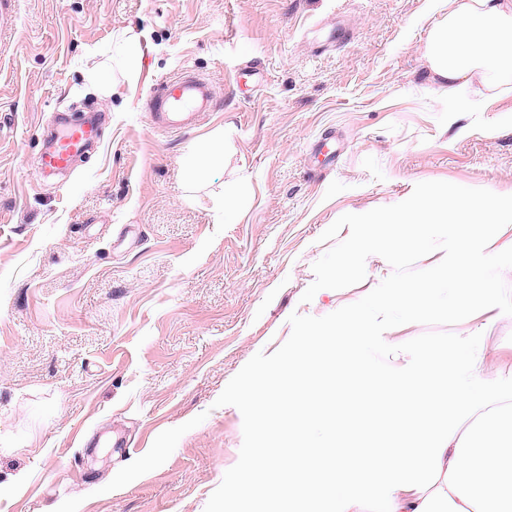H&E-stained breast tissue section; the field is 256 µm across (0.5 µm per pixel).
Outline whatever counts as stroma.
<instances>
[{
  "instance_id": "stroma-1",
  "label": "stroma",
  "mask_w": 512,
  "mask_h": 512,
  "mask_svg": "<svg viewBox=\"0 0 512 512\" xmlns=\"http://www.w3.org/2000/svg\"><path fill=\"white\" fill-rule=\"evenodd\" d=\"M432 21L427 0H0V512H205L243 442L240 411L216 403L231 378L292 313L328 315L392 273L372 255L362 282L303 301L320 235L424 181L512 195V91L434 90ZM126 32L142 64L107 94L86 75L120 76ZM182 73L215 102L170 133L143 103ZM82 112L98 147L43 174L58 115ZM226 125L223 166L185 191L186 147ZM449 330L480 334L482 382L512 409V315Z\"/></svg>"
}]
</instances>
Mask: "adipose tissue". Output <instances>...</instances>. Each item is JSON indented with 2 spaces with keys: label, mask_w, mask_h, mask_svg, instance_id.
Masks as SVG:
<instances>
[{
  "label": "adipose tissue",
  "mask_w": 512,
  "mask_h": 512,
  "mask_svg": "<svg viewBox=\"0 0 512 512\" xmlns=\"http://www.w3.org/2000/svg\"><path fill=\"white\" fill-rule=\"evenodd\" d=\"M431 2L435 19L423 49L431 82L452 97L475 84L511 89L512 0ZM229 135L219 129L189 148L180 165L185 184L201 182L210 166L223 162ZM345 339L351 350L333 355V363L370 374L354 356L360 348L354 329L339 328L330 337L306 335L300 345L319 353ZM385 384L405 402L393 413L388 447L337 454L325 469L292 456L282 477L251 462L227 496L240 499L256 486H272L279 512H296L317 500L325 501L329 512H352L360 487L372 484L384 490V512H512V415L498 412L500 396L479 382L477 360L468 359L450 376L441 359L431 356ZM418 453L442 477L429 494L410 477Z\"/></svg>",
  "instance_id": "1"
}]
</instances>
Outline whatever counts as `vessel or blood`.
<instances>
[{
    "instance_id": "b4317fda",
    "label": "vessel or blood",
    "mask_w": 512,
    "mask_h": 512,
    "mask_svg": "<svg viewBox=\"0 0 512 512\" xmlns=\"http://www.w3.org/2000/svg\"><path fill=\"white\" fill-rule=\"evenodd\" d=\"M214 95L209 82L197 77H175L161 82L146 103L155 124L175 130L191 129L199 113L212 107ZM98 128L93 117L68 122L39 154L37 165L46 173L69 170L74 159L98 144Z\"/></svg>"
}]
</instances>
